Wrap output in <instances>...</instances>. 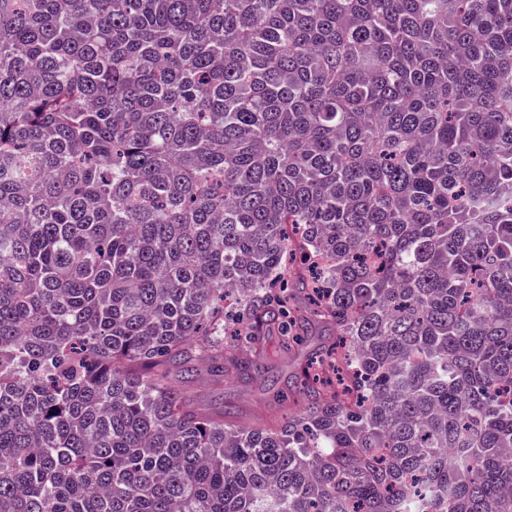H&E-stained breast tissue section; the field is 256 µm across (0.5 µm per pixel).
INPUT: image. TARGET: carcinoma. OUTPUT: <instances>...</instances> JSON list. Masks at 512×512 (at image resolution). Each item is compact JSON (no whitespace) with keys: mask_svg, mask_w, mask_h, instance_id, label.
Returning <instances> with one entry per match:
<instances>
[{"mask_svg":"<svg viewBox=\"0 0 512 512\" xmlns=\"http://www.w3.org/2000/svg\"><path fill=\"white\" fill-rule=\"evenodd\" d=\"M0 512H512V0H0ZM323 335L309 336L291 353L279 351V336H266L262 341L265 358L259 372L253 369L243 374L229 371L222 376L212 375L205 367H200L199 375L188 387L187 399L211 413H219L224 405H231L239 422L249 426L264 427L280 422L288 416V400L283 404L274 400L272 384L290 395L307 354L332 338L333 332L326 331Z\"/></svg>","mask_w":512,"mask_h":512,"instance_id":"carcinoma-1","label":"carcinoma"}]
</instances>
